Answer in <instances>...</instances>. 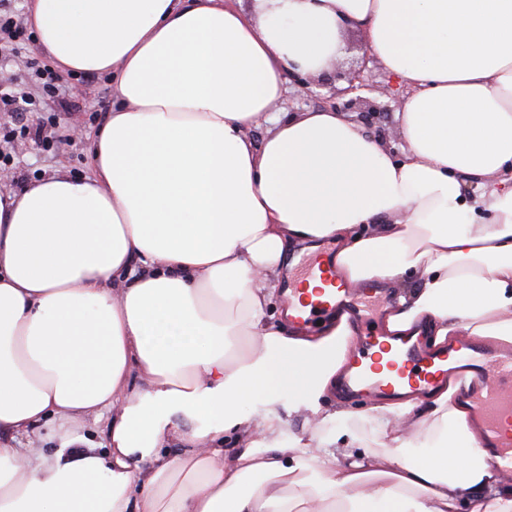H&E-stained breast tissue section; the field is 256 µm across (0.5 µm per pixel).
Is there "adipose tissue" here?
<instances>
[{
    "instance_id": "adipose-tissue-1",
    "label": "adipose tissue",
    "mask_w": 512,
    "mask_h": 512,
    "mask_svg": "<svg viewBox=\"0 0 512 512\" xmlns=\"http://www.w3.org/2000/svg\"><path fill=\"white\" fill-rule=\"evenodd\" d=\"M26 20L117 103L90 175L0 193V512H512L458 385L349 411V313L267 319L289 249L331 239L345 283L397 290L388 335L512 342V0H26ZM351 29L407 87L403 158L336 110L274 109ZM89 414L106 451L71 428Z\"/></svg>"
}]
</instances>
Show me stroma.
<instances>
[{
  "instance_id": "1",
  "label": "stroma",
  "mask_w": 512,
  "mask_h": 512,
  "mask_svg": "<svg viewBox=\"0 0 512 512\" xmlns=\"http://www.w3.org/2000/svg\"><path fill=\"white\" fill-rule=\"evenodd\" d=\"M37 61L53 69L52 59L36 40L13 47L0 41V74L19 83L28 95L25 122L28 126L48 125L52 139L43 145L27 141L20 152H13L9 169L11 189H21L29 181L63 168L71 174L85 176L92 171L91 137L107 112L116 103L112 77L108 74L60 73L67 86L65 99L46 95L38 83L29 81L27 64Z\"/></svg>"
}]
</instances>
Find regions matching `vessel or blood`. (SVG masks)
<instances>
[{
	"instance_id": "obj_1",
	"label": "vessel or blood",
	"mask_w": 512,
	"mask_h": 512,
	"mask_svg": "<svg viewBox=\"0 0 512 512\" xmlns=\"http://www.w3.org/2000/svg\"><path fill=\"white\" fill-rule=\"evenodd\" d=\"M380 289L333 288L313 302L300 324L312 325L334 308H361L366 301H382ZM354 363L342 378L345 395L363 399L394 395L403 387L428 390L452 376L465 385L470 421L493 450L492 465L512 476V347L462 336L441 349L425 348L409 336H387L358 330L353 338Z\"/></svg>"
}]
</instances>
